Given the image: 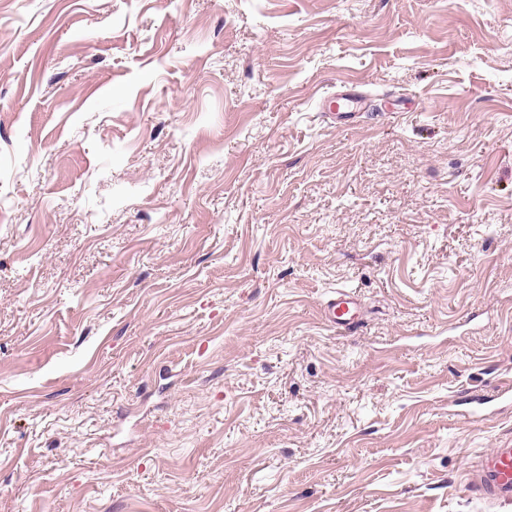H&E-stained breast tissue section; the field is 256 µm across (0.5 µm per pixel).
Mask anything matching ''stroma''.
<instances>
[{
    "mask_svg": "<svg viewBox=\"0 0 512 512\" xmlns=\"http://www.w3.org/2000/svg\"><path fill=\"white\" fill-rule=\"evenodd\" d=\"M0 201V512H512V0H0ZM333 103L337 106V112H328L334 118H336L338 126H350L358 112V106L361 99L354 94L344 93L333 97ZM325 320L328 326L343 331H356L361 327V309L357 296L350 290H336L326 303ZM474 485L480 493L495 501L512 500V448H494L478 465Z\"/></svg>",
    "mask_w": 512,
    "mask_h": 512,
    "instance_id": "obj_1",
    "label": "stroma"
}]
</instances>
